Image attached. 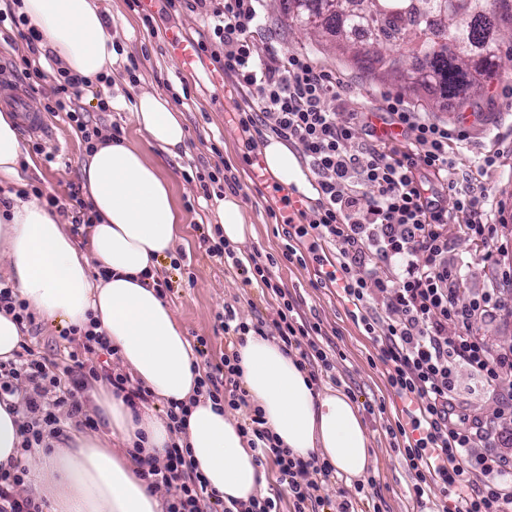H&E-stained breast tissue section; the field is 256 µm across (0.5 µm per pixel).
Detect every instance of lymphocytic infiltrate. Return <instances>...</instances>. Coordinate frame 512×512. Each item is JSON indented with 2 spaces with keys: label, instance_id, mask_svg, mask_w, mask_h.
Here are the masks:
<instances>
[{
  "label": "lymphocytic infiltrate",
  "instance_id": "lymphocytic-infiltrate-1",
  "mask_svg": "<svg viewBox=\"0 0 512 512\" xmlns=\"http://www.w3.org/2000/svg\"><path fill=\"white\" fill-rule=\"evenodd\" d=\"M193 5L209 30V41L198 44V52L216 48L225 74L235 77L251 100L249 109L237 112L246 148L271 132L297 144L317 177L315 204L282 219L289 239L284 257L311 258L320 284L338 288L374 340L388 384L403 404L388 433L414 473L410 498L420 504L438 494L436 512H512V450L494 445L498 418L512 415V350L493 349L473 332L477 315L499 308L502 294L490 287L458 304L466 272L448 263L449 224L464 220L474 240L485 243L496 219L490 192L473 178L456 176L452 144L465 141V132L426 120L394 98L380 123L364 117V135L356 137L354 121L337 119L342 78L308 55L283 53L274 42L256 51L255 36L266 25L263 0H193ZM21 66L33 82H53L45 111L65 113L84 138L98 135L72 97L82 78L51 55L42 62L22 58ZM381 123L400 129V146L379 134ZM449 196L454 199L450 208L445 205ZM206 251L223 260L225 271L242 275L245 285L266 289L278 311L272 324H250L225 307L227 349L218 363L204 369L200 392L238 413V428L258 461L272 462L277 482L287 489L291 512H317L325 505L331 512H363V495L376 480L367 479L351 492L337 487L335 502H327L322 490L334 479V467L317 456L292 457L241 385L236 347L251 332L298 354L313 383L331 377L334 349L326 344L320 323L302 319L287 291L272 281L261 253L234 250L220 235L209 240ZM74 336L80 343L66 365L28 347L0 361V401L8 395L18 399L23 451L47 447L71 427L94 428L82 400L92 381L107 380L133 407L153 398L142 383L110 366L113 350L103 335L73 328L60 334L64 340ZM461 365L497 400L493 415L460 401L456 373ZM145 465L143 475L151 486L171 492L163 512H281L277 496L226 505L209 492L179 444H171L163 460L149 459ZM27 474L20 461L0 466V512H44V501L24 491Z\"/></svg>",
  "mask_w": 512,
  "mask_h": 512
}]
</instances>
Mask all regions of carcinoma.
Returning <instances> with one entry per match:
<instances>
[{
  "label": "carcinoma",
  "mask_w": 512,
  "mask_h": 512,
  "mask_svg": "<svg viewBox=\"0 0 512 512\" xmlns=\"http://www.w3.org/2000/svg\"><path fill=\"white\" fill-rule=\"evenodd\" d=\"M438 10V0H336V14L323 17L320 29L338 36L358 68L404 81V89H424L444 100H465L484 84L512 69V12L477 11L457 20L439 19L448 47L419 43L417 30ZM360 30L383 40L363 49L349 36Z\"/></svg>",
  "instance_id": "cac0c4a2"
}]
</instances>
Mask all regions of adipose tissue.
Instances as JSON below:
<instances>
[{
  "label": "adipose tissue",
  "instance_id": "1",
  "mask_svg": "<svg viewBox=\"0 0 512 512\" xmlns=\"http://www.w3.org/2000/svg\"><path fill=\"white\" fill-rule=\"evenodd\" d=\"M18 2V12L71 73L90 83L111 74L112 36L95 0ZM112 106L132 112L149 143L168 156L184 147L185 127L164 96L143 93L131 102L119 96ZM263 156L276 179L310 190L280 140L269 139ZM30 163L14 116L0 112V179L17 181ZM81 175L94 214L85 246L76 245L57 214L39 201H17L0 214V252L12 266L15 290L46 322L97 327L161 403H188L189 416L184 433H171L167 417L134 411L109 386L95 384L90 397L104 433L74 431L66 445L31 449L33 489L50 512H160V494L140 477L138 462L163 458L177 441L218 498L249 501L265 485L266 472L234 418L198 394L193 345L153 287L160 260L179 237L167 179L139 145L126 140L95 143ZM216 212L225 242L253 235L233 195L218 199ZM238 352L249 398L285 448L302 459L326 458L345 481L366 476L371 440L350 396L339 388H316L298 358L273 339L247 335ZM116 440L138 445L137 455L113 451Z\"/></svg>",
  "mask_w": 512,
  "mask_h": 512
}]
</instances>
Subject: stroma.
Instances as JSON below:
<instances>
[{"instance_id": "1", "label": "stroma", "mask_w": 512, "mask_h": 512, "mask_svg": "<svg viewBox=\"0 0 512 512\" xmlns=\"http://www.w3.org/2000/svg\"><path fill=\"white\" fill-rule=\"evenodd\" d=\"M112 34L115 63L112 67L111 94L134 97L142 92L165 96L180 113L186 129L185 146L179 157L172 158L148 144L147 137L127 111L102 112L98 109L97 87L80 90L79 104L90 126L102 134L119 128L122 138L143 146L150 161L156 163L169 181L175 205L181 215V241L173 257L162 260L171 285L165 299L173 309L180 326L190 340L205 339L209 359L218 362L226 345L221 317L225 306H233L244 320L276 317L278 303L262 289L243 285L241 277L224 271L223 263L209 257L202 242L215 227V201L202 197L199 176L223 169L224 190L238 198L248 223L253 224L254 237L243 245L244 251H257L276 256L270 268L274 281L287 289L303 318L320 323L341 357L335 362V373L341 387L354 392L358 402L383 404L382 413L366 417L371 436L375 476L388 512H412L407 497L412 473L400 454L392 448L386 429L395 423L401 403L387 382L385 367L378 350L364 329L351 316V306L343 301L336 288H323L316 281V265L312 260L290 263L280 255L286 238L274 214L281 204L274 193L273 176H256L247 161L248 151L233 119L237 105L244 99L238 93L233 77L224 74L219 62L210 55L199 56L195 69L180 70L167 48L169 35L190 42L202 40L204 28L196 12L186 6L167 15H154L145 24L144 13L135 0H98ZM266 26L255 37L257 50L268 42H277L283 52H303L320 67L339 75L345 86L342 96L345 109L337 115L346 121L353 112H375L385 98L404 97L424 117L444 122L449 127L465 130L467 139L455 154L456 168L465 175L475 169L479 158L487 152L498 153L494 167L480 172L477 180L490 190L496 203V231L488 243L472 240L460 224L448 227V262L467 265L470 274L458 303H467L471 294L494 285L504 297L512 296V72L485 86L481 96L467 101H435L423 91L404 93L391 80L371 77L354 67L347 57L332 48L331 37L317 41L299 24L293 23L283 0H264ZM29 48L16 29L0 26V90H18L25 95L27 107L35 118L52 124L64 147L62 154L49 156L44 138L26 122L18 129L24 149L36 167L22 173L20 182L0 187V200L7 194L39 188L68 203L71 193L81 189V167L85 161V142L74 123L62 112L44 109L51 96V80L30 85L21 72L20 59ZM135 73H128V66ZM60 328L36 320L24 339L36 353L58 363H66L71 343L59 336Z\"/></svg>"}]
</instances>
